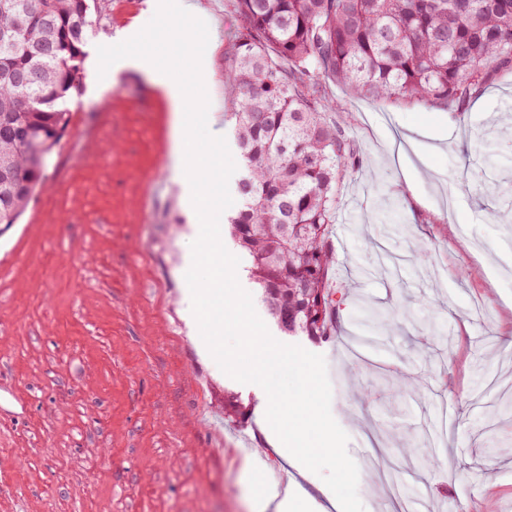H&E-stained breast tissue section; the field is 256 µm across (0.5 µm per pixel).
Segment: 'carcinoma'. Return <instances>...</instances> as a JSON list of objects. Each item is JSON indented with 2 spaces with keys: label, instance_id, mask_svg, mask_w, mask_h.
<instances>
[{
  "label": "carcinoma",
  "instance_id": "obj_1",
  "mask_svg": "<svg viewBox=\"0 0 512 512\" xmlns=\"http://www.w3.org/2000/svg\"><path fill=\"white\" fill-rule=\"evenodd\" d=\"M239 22L228 76L230 113L243 164L230 236L277 327L319 343L336 319L331 266L336 184L359 150L328 119L329 81L373 101L464 105L489 79L512 71V0H235ZM100 26L98 0H0V119L42 140L69 129L83 85V47ZM36 189L17 138L0 133V163ZM31 194L0 186V224H15ZM405 395L410 374L382 376ZM224 420L245 425L249 407L224 392Z\"/></svg>",
  "mask_w": 512,
  "mask_h": 512
}]
</instances>
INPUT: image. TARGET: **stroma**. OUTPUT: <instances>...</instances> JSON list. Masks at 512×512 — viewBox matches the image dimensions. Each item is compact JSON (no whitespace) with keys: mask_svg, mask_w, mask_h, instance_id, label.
<instances>
[{"mask_svg":"<svg viewBox=\"0 0 512 512\" xmlns=\"http://www.w3.org/2000/svg\"><path fill=\"white\" fill-rule=\"evenodd\" d=\"M209 15L211 92L237 95L225 56L233 0H195ZM156 0H100L86 47L142 29ZM332 113L360 148L337 187L331 280L337 326L321 344L332 413L360 468L365 512H499L512 500V410L487 382L512 388V164L502 198L478 187L485 149L512 161V72L496 74L464 110L371 101L331 82ZM173 116L161 88L135 70L108 86L84 78L47 178L17 224L0 233V512H253L263 476L321 497L269 443L258 417L224 419L229 383L187 325L185 257L196 238L171 166ZM428 254L380 271V249ZM400 307L394 332L370 308ZM365 341L359 402L344 376ZM417 376L415 397H391L370 367ZM441 436L424 464L413 447Z\"/></svg>","mask_w":512,"mask_h":512,"instance_id":"stroma-1","label":"stroma"}]
</instances>
